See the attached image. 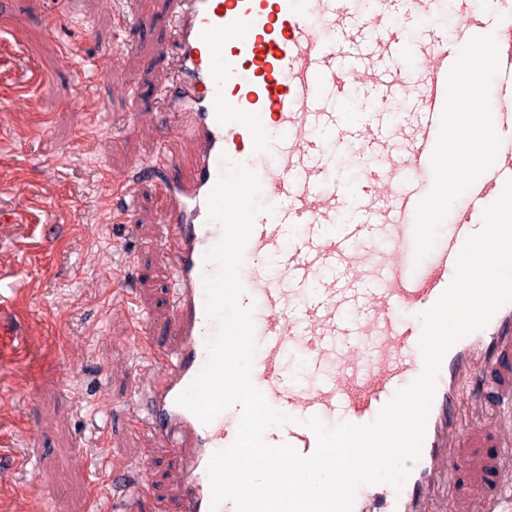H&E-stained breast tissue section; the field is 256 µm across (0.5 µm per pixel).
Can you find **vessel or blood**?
I'll return each instance as SVG.
<instances>
[{"label":"vessel or blood","instance_id":"obj_1","mask_svg":"<svg viewBox=\"0 0 512 512\" xmlns=\"http://www.w3.org/2000/svg\"><path fill=\"white\" fill-rule=\"evenodd\" d=\"M395 4L376 0L356 25L332 0H171L180 51L173 109L178 132L197 146L192 174L175 177L183 157L170 150L173 133L162 123L157 134L166 149L153 166L135 161L117 175L100 171L99 179L108 194L127 197L154 174L166 202L164 245L176 282L171 319L165 340L142 322L132 336L136 355L151 357L161 375L127 411L134 426L150 425L179 458L177 512H236L232 501L212 504L207 467L214 452L234 442L239 406L205 424L177 403L204 367L205 340L216 330L205 315L204 255L223 226L209 218L207 198L227 164L254 171L266 201L245 247L240 303L255 308L252 382L291 421L270 427L265 440L306 456L316 448L307 419L330 428L372 423L422 373L420 315L450 285L465 240L480 231L483 210L512 178V23L474 45L469 36L479 21L463 7L457 41H433L421 51V118L393 131L409 150L394 151L393 139L375 126L360 134L380 158L368 223L326 232L341 203L325 188L322 131L335 129L336 115L323 111L322 96L373 79L369 69L337 67L345 46L367 37L377 55L398 51ZM486 65L501 83L494 110L477 105ZM462 105L471 108L467 133L475 144L465 165L449 140L452 109ZM452 183L466 204L437 235L435 199ZM294 356L303 364L298 376L287 369ZM494 394L512 400V303L446 354L422 456L403 489L364 486L353 512H439L449 473L466 465L463 446L483 437L460 427V413L483 412ZM499 433L505 449L488 464L495 489L472 494L464 512H512V420L500 423ZM109 454L101 446L91 457L102 469L95 512H125L124 502L104 492L115 478L104 469Z\"/></svg>","mask_w":512,"mask_h":512}]
</instances>
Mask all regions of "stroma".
<instances>
[{
	"mask_svg": "<svg viewBox=\"0 0 512 512\" xmlns=\"http://www.w3.org/2000/svg\"><path fill=\"white\" fill-rule=\"evenodd\" d=\"M57 0H0V54L15 56L23 72L0 70V430L23 423L18 445L26 467L9 472L0 499L14 512H88L94 471L87 446L107 437L113 463L151 460L154 482L137 512H157L171 498L178 461L147 428L133 427L123 403L133 385L152 371L149 359H133L130 316L112 297V226L101 207L97 172L118 173L157 147L156 118L176 64L175 26L169 0H129L132 15L119 32L111 0H78L70 14ZM407 91L385 87L337 93L336 133L330 179L340 214L368 221L367 179L359 166L374 163L361 151L348 109L378 113L389 123L415 122L423 89L418 51L433 38L456 41L455 29L412 16L406 25ZM77 44L87 60L115 59V77L97 80L102 107L83 130L73 107L79 82L61 57V42ZM138 234L129 247L135 262L132 287L163 330L173 299L171 266L161 247L164 209L152 182L132 202ZM58 243L40 254L43 234Z\"/></svg>",
	"mask_w": 512,
	"mask_h": 512,
	"instance_id": "1",
	"label": "stroma"
}]
</instances>
